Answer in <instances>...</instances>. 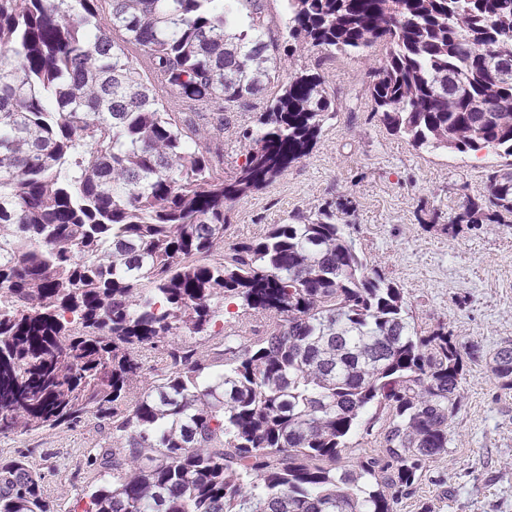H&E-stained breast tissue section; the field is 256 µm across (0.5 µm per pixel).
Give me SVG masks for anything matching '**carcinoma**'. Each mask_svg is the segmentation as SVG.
Segmentation results:
<instances>
[{
  "label": "carcinoma",
  "mask_w": 512,
  "mask_h": 512,
  "mask_svg": "<svg viewBox=\"0 0 512 512\" xmlns=\"http://www.w3.org/2000/svg\"><path fill=\"white\" fill-rule=\"evenodd\" d=\"M286 2L296 47L384 49L369 92L393 134L512 158V83L492 71L512 61V0ZM278 33L259 0H0V435L112 421V479L85 512H394L448 451L476 354L418 332L333 212L224 244L231 204L335 115L320 75H295L239 132L233 175L210 163L211 132L181 114L250 106ZM499 178L455 223H512ZM229 294L263 334L172 342L209 332ZM157 349L163 382L136 394ZM489 365L511 390L512 347ZM373 408L383 454L341 464ZM0 512H50L21 459L0 462Z\"/></svg>",
  "instance_id": "carcinoma-1"
}]
</instances>
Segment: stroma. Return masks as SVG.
<instances>
[{"label":"stroma","instance_id":"1","mask_svg":"<svg viewBox=\"0 0 512 512\" xmlns=\"http://www.w3.org/2000/svg\"><path fill=\"white\" fill-rule=\"evenodd\" d=\"M281 79L320 74L336 104L311 154L274 182L234 203L226 242L258 236L269 225L326 208L343 224L372 267L402 289L417 329L445 328L476 346L460 403L449 424L448 450L427 462L395 512H512V390L488 367L512 346V224H445L467 201H487L492 169L506 165L492 150H428L391 134L375 114L367 86L381 64L373 47L361 53L290 51L281 41ZM264 91L251 108L228 112L213 152L225 174L244 160L238 132L257 124ZM108 434L96 420L0 436V461L24 458L44 478L50 512H86L104 474L93 460Z\"/></svg>","mask_w":512,"mask_h":512}]
</instances>
